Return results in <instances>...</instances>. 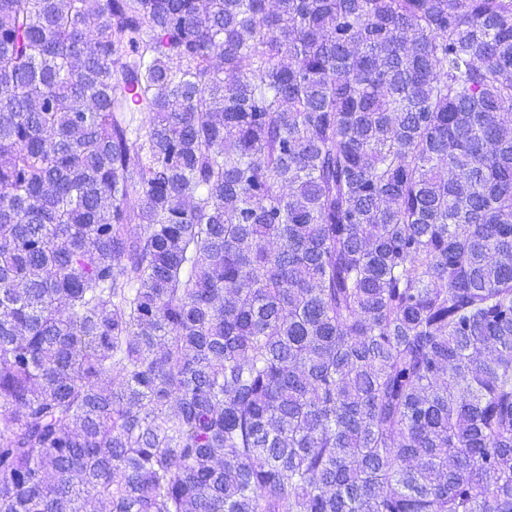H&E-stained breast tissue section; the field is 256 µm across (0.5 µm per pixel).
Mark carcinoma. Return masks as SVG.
<instances>
[{"label":"carcinoma","mask_w":512,"mask_h":512,"mask_svg":"<svg viewBox=\"0 0 512 512\" xmlns=\"http://www.w3.org/2000/svg\"><path fill=\"white\" fill-rule=\"evenodd\" d=\"M88 502L512 512V0H0V512Z\"/></svg>","instance_id":"obj_1"}]
</instances>
